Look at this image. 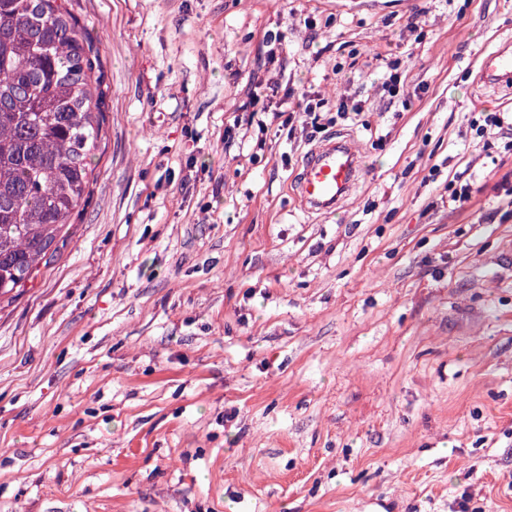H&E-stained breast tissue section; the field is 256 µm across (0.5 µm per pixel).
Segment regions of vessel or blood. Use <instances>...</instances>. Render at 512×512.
Returning a JSON list of instances; mask_svg holds the SVG:
<instances>
[{
    "label": "vessel or blood",
    "instance_id": "vessel-or-blood-1",
    "mask_svg": "<svg viewBox=\"0 0 512 512\" xmlns=\"http://www.w3.org/2000/svg\"><path fill=\"white\" fill-rule=\"evenodd\" d=\"M478 79L495 90L512 86L511 36L482 52ZM363 172L361 156L350 139H330L306 154L297 181L298 196L308 211H334L354 190Z\"/></svg>",
    "mask_w": 512,
    "mask_h": 512
}]
</instances>
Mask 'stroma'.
Returning <instances> with one entry per match:
<instances>
[{"label": "stroma", "mask_w": 512, "mask_h": 512, "mask_svg": "<svg viewBox=\"0 0 512 512\" xmlns=\"http://www.w3.org/2000/svg\"><path fill=\"white\" fill-rule=\"evenodd\" d=\"M68 4L104 140L0 300V512H512V151L468 129L512 113L476 85L512 0ZM306 94L361 123L248 125ZM340 135L365 172L306 211L305 155ZM468 168L458 173L448 183L451 201L454 202L456 208L466 207L472 199V184L470 178H466Z\"/></svg>", "instance_id": "1"}]
</instances>
